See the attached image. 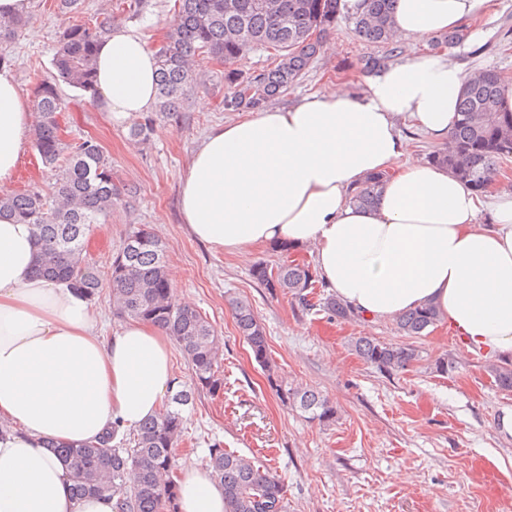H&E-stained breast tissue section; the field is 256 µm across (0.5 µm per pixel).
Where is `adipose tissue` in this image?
Returning <instances> with one entry per match:
<instances>
[{
  "mask_svg": "<svg viewBox=\"0 0 512 512\" xmlns=\"http://www.w3.org/2000/svg\"><path fill=\"white\" fill-rule=\"evenodd\" d=\"M491 0H395L402 37L426 39L468 21ZM153 51L136 30L112 27L97 54L100 106L112 121L149 111ZM466 82L437 52L388 65L365 90L314 95L212 129L180 181L183 223L196 240L249 258L275 243L314 246L321 278L367 320L425 303L468 349L512 358V194L481 195L447 170L407 154L398 122L446 140ZM32 131V109L0 69V185ZM387 173L375 208L350 197L366 175ZM489 211V223L478 221ZM32 225L0 217V512H114L107 496L76 497L49 449L134 430L176 384L171 340L138 319L103 335L94 306L70 284L35 272ZM179 512H225L205 467L177 480Z\"/></svg>",
  "mask_w": 512,
  "mask_h": 512,
  "instance_id": "adipose-tissue-1",
  "label": "adipose tissue"
}]
</instances>
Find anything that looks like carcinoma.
I'll return each mask as SVG.
<instances>
[{
  "label": "carcinoma",
  "instance_id": "cac0c4a2",
  "mask_svg": "<svg viewBox=\"0 0 512 512\" xmlns=\"http://www.w3.org/2000/svg\"><path fill=\"white\" fill-rule=\"evenodd\" d=\"M395 0H363V8H349L345 0H176V16L164 40L155 47L160 112H176L199 85L196 67L209 56L233 61L253 50L273 55L270 67L258 72L232 71L224 75L230 93L224 111L260 110L287 92L318 57L323 39L347 15L357 35L369 44H387L394 38ZM28 23L24 15L0 16V67L11 65L5 44ZM110 29L106 21L87 19L66 27L52 58L53 72L31 87V105L37 115L34 147L43 165L54 172L52 193L38 191L0 194V215L31 224L38 244L36 273L70 282L88 299L103 287L99 270L84 256L85 242L95 225L112 212L132 190H123L112 178V158L93 138L68 141L59 123L66 103L61 85L73 87L94 103L96 55ZM507 84L500 72L480 70L466 81L456 125L441 147L427 160L445 168L475 191L484 193L512 160V112L501 107ZM156 129L151 114L134 123L130 137L147 141ZM386 174L367 177L350 202L362 209L377 205ZM260 285L298 300H307L318 287L308 265L260 263L252 270ZM109 284L114 314L149 321L172 336L186 355L194 386L216 393L223 387L219 345L212 326L189 306L177 304L167 276L165 245L147 228L133 231L112 259ZM323 308L347 319L348 306L332 294ZM233 314L238 332L255 360L266 362L267 339L250 304L237 300ZM440 321L434 307L425 305L397 317L403 336L419 337ZM356 350L379 370H403L416 359V350L400 344L379 343L368 337L355 342ZM495 386L512 392V363L491 366ZM308 419L325 424L336 409L312 390L286 392ZM191 393L177 392L154 417L144 421L124 445H114L117 430L80 445L51 442L48 447L69 469L74 493L110 495L115 512H176L174 450L185 419L182 407ZM208 468L224 488L226 512H288L281 481L253 461L215 444L209 449Z\"/></svg>",
  "mask_w": 512,
  "mask_h": 512
}]
</instances>
